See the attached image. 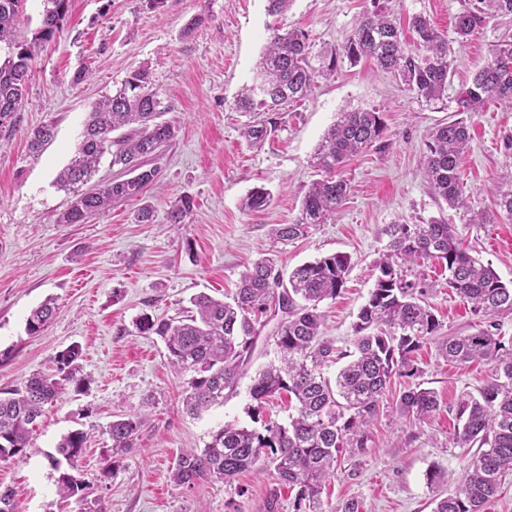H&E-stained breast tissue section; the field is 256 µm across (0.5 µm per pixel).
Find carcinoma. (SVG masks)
Returning <instances> with one entry per match:
<instances>
[{
  "label": "carcinoma",
  "instance_id": "obj_1",
  "mask_svg": "<svg viewBox=\"0 0 512 512\" xmlns=\"http://www.w3.org/2000/svg\"><path fill=\"white\" fill-rule=\"evenodd\" d=\"M387 2L371 0L341 49L324 55L317 68L310 64L307 32L272 30L254 81L236 100V109L278 112L307 97L316 79L335 76L343 60L356 63L365 56L425 102L443 100L452 65L451 41L429 18L415 14L409 26L416 44L408 46ZM23 7L24 0H0V45L7 48L5 56H0V135L15 131L17 112L28 94L31 63L42 45L62 31L69 0H44L39 27L30 37L18 29ZM507 17L512 18V0H469L455 17L454 41L461 43L476 28ZM489 100L512 107V35L495 44L491 61L459 92L458 111L474 115ZM164 113L147 68L134 71L120 89L92 105L74 156L56 179L69 200L55 223L80 224L115 201L142 194L155 182L158 168L147 167V159L157 156L177 132L172 122L163 119ZM273 130L271 119L255 120L245 126L243 136L256 146ZM384 130L381 113L374 110L338 113L312 157L323 177L311 183L291 223L273 225L272 236L290 242L312 226L326 223L348 197L349 186L343 178L347 161L380 140ZM54 136L52 122L32 129L27 132L29 150L41 151ZM469 141V125L456 119L438 126L426 144L423 170L434 194L450 208L465 205V187L457 169ZM107 155L109 166L123 168L127 178L100 183L93 192L84 190ZM269 198L265 188L255 187L244 208H262ZM192 208L190 197H180L167 212V223H186ZM385 234L388 242L375 263L374 287L357 314L355 350L349 354L337 351L322 336L319 311L321 302L335 298L344 287L351 270V258L345 253L316 258L287 273L260 259L241 274L230 302L201 293L191 298L190 310L182 316L157 322L143 315L137 320L138 332L161 337L168 363L188 376L184 404L190 415L198 416L224 403V395L236 392L255 349L259 317L275 306L285 311L274 333L278 360L255 372L249 393L257 415L270 398L288 395V419L268 421L260 431L224 424L212 432L204 448L180 452L170 470L172 483L191 486L217 480L230 484L245 470L271 466L281 483L296 490L295 512H316L322 482L334 474L338 454L363 450L366 429L377 416L380 398L392 378L418 377L414 353L441 329L424 299L432 285L420 276L409 278V272L437 263L448 270V287L471 303L474 314L490 318L512 314V281H503L491 265L471 256L455 225L435 220L390 224ZM54 311L49 301L33 309L26 332H43ZM439 351L452 363L485 360L491 377L477 394L468 393L457 403L453 443L476 447L478 453L433 512H482L512 473V341L505 343L496 333L480 328L443 337ZM80 357V346L71 345L54 356V372H36L22 386L0 396L1 460L27 455L44 405L68 388L81 391ZM345 357L348 361L335 379L324 376L325 364ZM438 407L435 392L419 384L404 391L397 403L400 415L415 419L431 416ZM140 424L136 413L112 421V450L132 447ZM87 437L82 429L69 431L59 441L57 455L49 457L56 470L64 463L68 466L58 477L63 497L81 490L72 471L84 456Z\"/></svg>",
  "mask_w": 512,
  "mask_h": 512
}]
</instances>
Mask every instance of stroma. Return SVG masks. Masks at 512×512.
Segmentation results:
<instances>
[{
	"label": "stroma",
	"instance_id": "35a3bbf8",
	"mask_svg": "<svg viewBox=\"0 0 512 512\" xmlns=\"http://www.w3.org/2000/svg\"><path fill=\"white\" fill-rule=\"evenodd\" d=\"M368 3L293 0L287 12L271 15L267 0H162L154 8L146 0H70L62 31L32 63L16 132L0 137V350L11 354L0 363V391L21 386L33 373L53 372L55 354L74 344L82 350L84 379L81 392L66 391L45 406L27 457L0 460V490L13 489L17 512H262L275 482L272 470H248L230 485L187 487L169 479L181 450L203 448L225 422L253 426L250 377L223 405L190 416L183 404L186 379L170 367L163 341L135 327L144 314L179 316L200 292L232 295L245 267L258 259L290 270L326 254L350 256L341 293L320 305L324 336L348 352L357 314L374 286L373 266L388 241L387 225L432 219L455 225L473 255L512 281V218L471 221L492 210L499 185L512 182L502 144L512 135V108L490 102L470 121L472 140L459 168L464 207L438 200L421 165L431 133L458 119L459 89L487 64L493 45L512 33V19L488 22L455 45L446 106L418 99L364 58L341 63L331 80L275 114V129L261 147H249L242 137L251 116L237 111L235 100L251 84L272 28L308 32L316 67L341 47ZM464 3L391 0L400 24L421 13L448 36ZM83 68L89 77L76 80ZM140 68L150 70L165 117L178 128L153 160L157 183L84 223H54L68 200L55 179L75 152L92 104ZM352 108L381 112L383 137L350 158L344 177L351 191L336 214L306 237L278 243L272 226L297 215L319 177L311 156L338 112ZM49 121L57 125L54 139L30 152L27 130ZM260 186L270 191L269 204L244 209L247 194ZM182 195L194 202L187 223H167L171 201ZM145 206L153 221L137 223ZM425 273L435 283L427 301L443 334L493 324L498 335L512 337V315L475 316L448 289L440 266H426ZM48 298L56 305L54 318L40 335H27V316ZM415 361L421 382L438 396V410L421 420L399 415L396 404L408 381L393 378L363 451L340 459L317 512H342L350 501L361 512H432L434 499L452 490L453 478L474 455L452 443L456 405L484 386L491 370L480 360L446 362L432 342ZM136 410L141 426L132 448L113 453L109 424ZM76 428L90 433L76 473L84 489L64 501L47 457ZM434 471L446 472L447 481H428Z\"/></svg>",
	"mask_w": 512,
	"mask_h": 512
}]
</instances>
